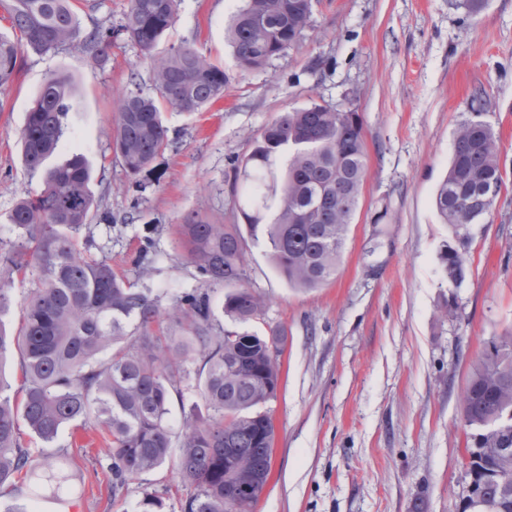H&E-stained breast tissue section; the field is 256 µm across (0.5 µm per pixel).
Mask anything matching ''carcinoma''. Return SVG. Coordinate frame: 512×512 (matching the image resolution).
I'll return each instance as SVG.
<instances>
[{
  "mask_svg": "<svg viewBox=\"0 0 512 512\" xmlns=\"http://www.w3.org/2000/svg\"><path fill=\"white\" fill-rule=\"evenodd\" d=\"M314 0H240L225 28L239 65L258 69L295 48L310 27ZM180 0H128L120 24L82 30L79 11L97 0H0L3 20L15 33L0 34V86L19 69L22 48L47 52L82 47L105 57L121 38L149 54L172 27ZM156 95H145L131 76L113 122V151L136 179L153 169L169 145L161 111L199 112L224 96L228 77L195 45L173 46L153 59ZM73 108V85L63 74L43 84L20 130L23 162L36 171L58 148ZM367 163L356 113L314 104L292 108L253 138L235 168L242 192L233 206L250 237L261 240L278 274L293 288H317L336 274L350 224L359 207ZM92 166L80 152L45 168L39 194L20 197L10 214L17 242L0 253V487L34 504L59 500L72 483L63 453L36 455L22 442L21 426L46 444L66 426L89 423L108 436L98 466L108 474L112 497L127 479L172 459L167 428L171 394L191 388L199 400L184 413L176 460L182 482L196 493L182 512H250L271 471L274 425L261 410L277 393L284 337L261 336L213 324L211 292L224 289L223 313L235 324L261 319L265 302L247 286L246 240L238 224L187 216L175 235L200 287L176 299L167 313L181 335L159 334L160 315L150 289L137 288L105 260L83 256L76 234L98 214ZM505 187L497 137L480 120L457 127L452 160L435 196L442 221L463 246L468 226L490 215ZM451 284L466 274L455 248L442 256ZM39 269L24 298L20 326L7 327L13 275ZM15 354L22 395L9 394L4 361ZM200 360L191 372L186 363ZM467 457L506 481L482 486L491 509L512 512V334L487 341L472 366L461 403ZM255 485L245 509L234 505L239 479Z\"/></svg>",
  "mask_w": 512,
  "mask_h": 512,
  "instance_id": "obj_1",
  "label": "carcinoma"
}]
</instances>
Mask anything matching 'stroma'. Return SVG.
I'll list each match as a JSON object with an SVG mask.
<instances>
[{
	"instance_id": "35a3bbf8",
	"label": "stroma",
	"mask_w": 512,
	"mask_h": 512,
	"mask_svg": "<svg viewBox=\"0 0 512 512\" xmlns=\"http://www.w3.org/2000/svg\"><path fill=\"white\" fill-rule=\"evenodd\" d=\"M237 0H182L155 47L187 41L223 67L222 99L189 115L167 110L171 140L137 186L113 157V114L138 73L154 91L151 60L116 41L105 62L76 47L27 51L0 87V248L15 239L9 214L43 174L27 170L19 131L45 79L67 74L74 108L52 163L83 153L94 169L100 211L79 233L85 255L104 259L163 306L196 288L173 235L189 214L232 221L234 164L253 137L289 108L314 103L357 112L367 173L336 274L294 289L273 268L263 242L247 245V284L265 301L251 330L285 338L276 397L271 472L252 512H457L465 483L460 407L466 378L485 342L512 332V0H485L465 18L459 0H316L299 45L257 70L242 68L224 38ZM487 104L474 111L471 97ZM482 120L497 136L506 181L486 223L470 226L469 272L443 276L456 246L434 198L457 126ZM457 315L445 317V305ZM98 431L53 444L73 463L76 491L39 512H138L163 495L161 512H181L194 494L173 464L129 479L113 498L95 461Z\"/></svg>"
}]
</instances>
